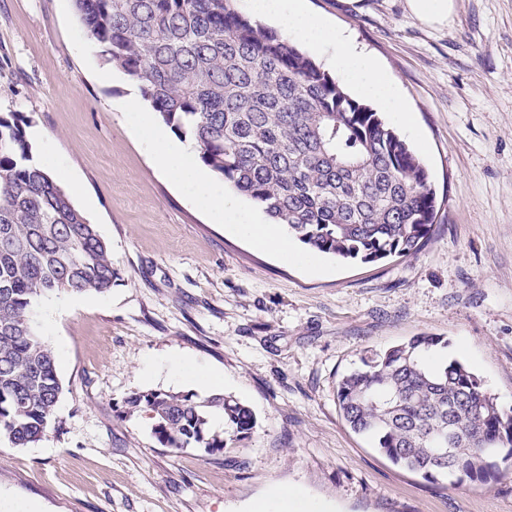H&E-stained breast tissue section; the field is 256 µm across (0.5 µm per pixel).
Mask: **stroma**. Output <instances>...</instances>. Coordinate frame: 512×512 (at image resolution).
<instances>
[{
    "label": "stroma",
    "mask_w": 512,
    "mask_h": 512,
    "mask_svg": "<svg viewBox=\"0 0 512 512\" xmlns=\"http://www.w3.org/2000/svg\"><path fill=\"white\" fill-rule=\"evenodd\" d=\"M374 57L415 126L386 119L440 203L414 257L319 255L310 269L212 223L153 164L137 85L89 39L73 0H0V112H20L38 162L97 224L118 277L105 293L39 300L57 357L56 424L0 441V498L42 512H249L279 486L324 512H512V470L454 490L394 465L342 418L336 386L365 350L420 335L512 406V0H454L428 23L407 0H305ZM223 373L253 437L174 454L121 406L137 391L194 393L171 359Z\"/></svg>",
    "instance_id": "1"
}]
</instances>
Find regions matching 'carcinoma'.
<instances>
[{
  "mask_svg": "<svg viewBox=\"0 0 512 512\" xmlns=\"http://www.w3.org/2000/svg\"><path fill=\"white\" fill-rule=\"evenodd\" d=\"M235 0H73L101 56L197 159L302 244L341 259L417 254L438 202L409 145L368 105ZM25 120L0 113V437L25 448L54 423L62 386L34 304L104 293L117 279L105 239L34 159ZM441 341L372 351L337 389L342 415L393 464L452 489L486 483L512 460V409L461 362L428 363ZM172 453L205 455L252 437L230 394L133 392Z\"/></svg>",
  "mask_w": 512,
  "mask_h": 512,
  "instance_id": "cac0c4a2",
  "label": "carcinoma"
}]
</instances>
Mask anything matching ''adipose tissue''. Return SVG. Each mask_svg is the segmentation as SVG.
<instances>
[{"label": "adipose tissue", "instance_id": "adipose-tissue-1", "mask_svg": "<svg viewBox=\"0 0 512 512\" xmlns=\"http://www.w3.org/2000/svg\"><path fill=\"white\" fill-rule=\"evenodd\" d=\"M253 8L256 15L277 21L284 35L302 39L311 49L335 44V66L359 93L377 102L384 110L397 114L402 121H410L402 95L378 62L343 31L307 11L302 0H253ZM154 161L177 190L230 233L292 263H308V255L296 251L277 225L256 222L253 215L231 199L225 190L213 186L198 166L186 163L180 152L161 148Z\"/></svg>", "mask_w": 512, "mask_h": 512}]
</instances>
